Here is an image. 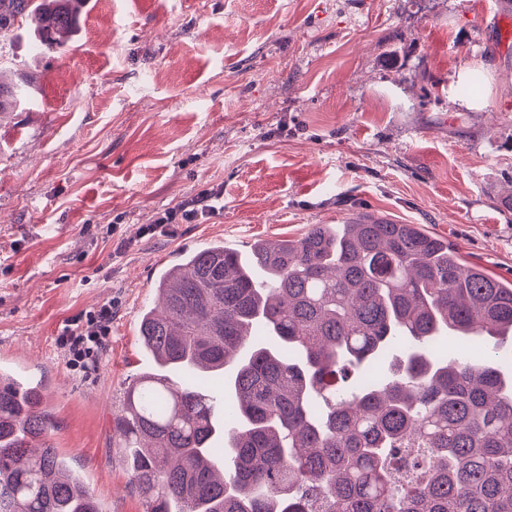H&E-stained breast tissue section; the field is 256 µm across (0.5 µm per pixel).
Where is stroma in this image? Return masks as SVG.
Here are the masks:
<instances>
[{
    "mask_svg": "<svg viewBox=\"0 0 512 512\" xmlns=\"http://www.w3.org/2000/svg\"><path fill=\"white\" fill-rule=\"evenodd\" d=\"M512 0H82L65 51L27 32L0 67L34 74L0 112V367L40 380L53 442L101 512H143L113 418L153 370L138 335L157 274L214 241L295 239L370 209L421 224L512 280ZM484 62V110L453 104ZM213 185L224 210L117 251L111 224ZM112 305L90 375L56 344Z\"/></svg>",
    "mask_w": 512,
    "mask_h": 512,
    "instance_id": "stroma-1",
    "label": "stroma"
}]
</instances>
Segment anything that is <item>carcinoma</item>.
Listing matches in <instances>:
<instances>
[{"label":"carcinoma","instance_id":"1","mask_svg":"<svg viewBox=\"0 0 512 512\" xmlns=\"http://www.w3.org/2000/svg\"><path fill=\"white\" fill-rule=\"evenodd\" d=\"M80 0H0L61 52ZM30 97L0 81V112ZM114 418L144 512H512V282L420 224L214 243L155 281ZM0 370V512H101Z\"/></svg>","mask_w":512,"mask_h":512}]
</instances>
